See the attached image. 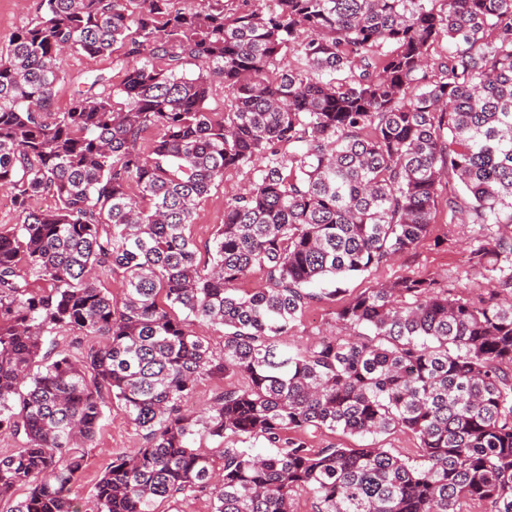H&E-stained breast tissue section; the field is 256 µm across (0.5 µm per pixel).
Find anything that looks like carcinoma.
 <instances>
[{
	"mask_svg": "<svg viewBox=\"0 0 512 512\" xmlns=\"http://www.w3.org/2000/svg\"><path fill=\"white\" fill-rule=\"evenodd\" d=\"M182 2L41 0L0 50V188L21 217L0 231V432L26 438L0 457V512H79L74 477L113 401L143 444L95 483L97 512L196 491L212 512H293L301 494L317 512H512V237L492 231L512 224V0ZM68 52L116 56L122 83L96 75L56 110ZM229 169L249 181L203 260L190 227ZM444 174L448 217L487 230L483 296L405 275L337 309L347 334L289 350L306 308L341 292L317 284L426 239ZM256 269L264 286L239 288ZM196 322L224 328L220 353ZM58 329L100 342L53 358ZM227 373L240 385L183 409ZM309 429L405 430L418 456L315 451ZM230 383H237V378L227 377L220 379L204 377L200 379L195 386L193 393L185 401V408L192 411L203 410L210 404L213 395L220 391L224 385Z\"/></svg>",
	"mask_w": 512,
	"mask_h": 512,
	"instance_id": "cac0c4a2",
	"label": "carcinoma"
}]
</instances>
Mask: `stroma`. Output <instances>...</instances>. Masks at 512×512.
<instances>
[{
  "instance_id": "obj_1",
  "label": "stroma",
  "mask_w": 512,
  "mask_h": 512,
  "mask_svg": "<svg viewBox=\"0 0 512 512\" xmlns=\"http://www.w3.org/2000/svg\"><path fill=\"white\" fill-rule=\"evenodd\" d=\"M61 65L66 80L56 90L55 107L60 111L68 108L74 88L94 75H105L115 85L124 78L123 70L108 58L72 53L62 58ZM247 179L246 172L227 170L223 180L199 204L191 227V234L198 246L212 241L217 228L224 222L225 199L234 195ZM484 235L480 225L449 222L447 210L438 208L430 235L415 251L400 255L390 265L372 274L343 281V291L336 298L318 303L304 313L294 337L288 340L289 345L316 343L319 333L333 330L335 312L348 297L375 283L389 282L403 275L435 277L442 284L460 287L463 297L477 298L486 289L487 282L481 271L473 267L470 257ZM141 443L140 432L126 419L121 407L111 405L87 450L84 466L75 477L74 487L82 512H95L93 488L110 466L113 456L132 451Z\"/></svg>"
}]
</instances>
